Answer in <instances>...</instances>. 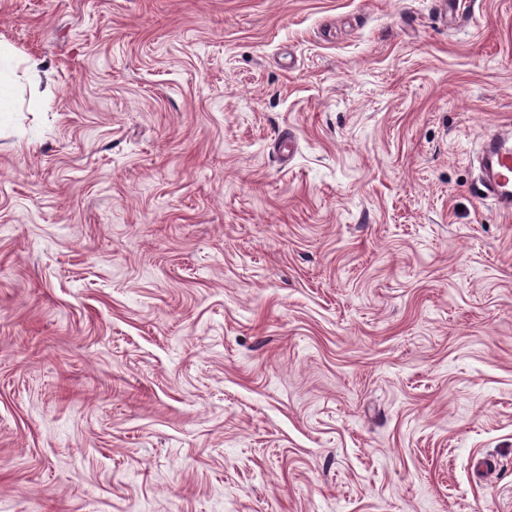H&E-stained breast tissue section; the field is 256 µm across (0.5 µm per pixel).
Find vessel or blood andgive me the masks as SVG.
Instances as JSON below:
<instances>
[{
    "label": "vessel or blood",
    "instance_id": "b4317fda",
    "mask_svg": "<svg viewBox=\"0 0 512 512\" xmlns=\"http://www.w3.org/2000/svg\"><path fill=\"white\" fill-rule=\"evenodd\" d=\"M477 192L493 199L500 210L512 212V131L500 128L487 135L479 149Z\"/></svg>",
    "mask_w": 512,
    "mask_h": 512
}]
</instances>
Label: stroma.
Segmentation results:
<instances>
[{"mask_svg": "<svg viewBox=\"0 0 512 512\" xmlns=\"http://www.w3.org/2000/svg\"><path fill=\"white\" fill-rule=\"evenodd\" d=\"M0 512H512V0H0ZM26 64L25 73L30 79H37L41 61L36 58H18L15 52L0 42V121L17 112V100L11 76L20 64ZM478 163L480 170L477 193L492 198L504 213L512 212V134L499 128L481 143Z\"/></svg>", "mask_w": 512, "mask_h": 512, "instance_id": "obj_1", "label": "stroma"}]
</instances>
